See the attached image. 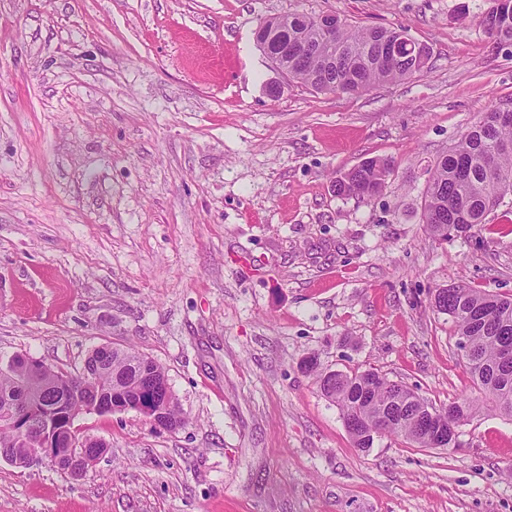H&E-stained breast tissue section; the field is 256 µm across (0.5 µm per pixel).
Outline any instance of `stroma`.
Masks as SVG:
<instances>
[{
    "label": "stroma",
    "instance_id": "35a3bbf8",
    "mask_svg": "<svg viewBox=\"0 0 512 512\" xmlns=\"http://www.w3.org/2000/svg\"><path fill=\"white\" fill-rule=\"evenodd\" d=\"M491 5L0 0V361L74 373L130 345L185 417L80 413L106 452L78 479L0 459V512H512V417L433 305L512 294V196L461 237L422 220L438 157L512 102ZM326 12L404 27L428 71L361 95L288 81L256 27ZM373 157L382 191L337 196ZM372 369L439 409L474 399L455 448L355 447L317 376Z\"/></svg>",
    "mask_w": 512,
    "mask_h": 512
}]
</instances>
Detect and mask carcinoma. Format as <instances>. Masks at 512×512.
I'll return each instance as SVG.
<instances>
[{"mask_svg":"<svg viewBox=\"0 0 512 512\" xmlns=\"http://www.w3.org/2000/svg\"><path fill=\"white\" fill-rule=\"evenodd\" d=\"M483 25L498 45L512 43V0H492ZM317 16L290 14L264 22L265 36L276 40L283 35L306 46L302 63L288 65V80L320 92L341 91L361 94L379 83L413 78L424 73L428 60L410 51L390 59L387 48L407 31L402 28H358L337 18L332 39L323 40ZM500 107L490 108L435 163L424 197V223L431 232L448 237L443 226L466 233L501 203L502 187H512V121L499 120ZM391 175V165L368 158L336 178V195L370 198L380 192ZM444 311L453 320L466 368L473 383L494 409L512 417V364L500 361L502 344L512 345V296L487 294L465 283L442 289ZM90 373L80 370L66 374L43 366L47 380L68 377L69 389L57 396L33 393L31 408L38 416L64 414L75 418L100 400L123 405L141 402L158 415V425L175 429L184 423L178 402L162 366L128 347H111L101 354L94 349L86 358ZM336 380L319 374L322 394L337 403L343 418L362 420V430L353 441L358 448L372 447L378 437L377 416L389 415L394 424L388 435L401 436L419 448L429 447L420 413L426 401L419 395L404 398L406 386L375 371L346 374L335 372ZM27 388V373L20 356L0 366V406ZM457 409L455 424L469 422L475 414L474 401L452 403ZM41 447L40 433L22 438L10 427L0 425V458L21 463L31 449Z\"/></svg>","mask_w":512,"mask_h":512,"instance_id":"carcinoma-1","label":"carcinoma"}]
</instances>
